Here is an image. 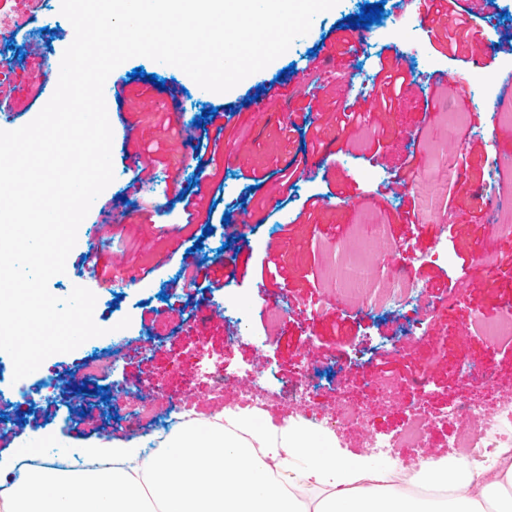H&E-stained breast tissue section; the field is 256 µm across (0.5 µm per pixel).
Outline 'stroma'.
I'll use <instances>...</instances> for the list:
<instances>
[{
	"label": "stroma",
	"mask_w": 512,
	"mask_h": 512,
	"mask_svg": "<svg viewBox=\"0 0 512 512\" xmlns=\"http://www.w3.org/2000/svg\"><path fill=\"white\" fill-rule=\"evenodd\" d=\"M365 0H338L315 16L309 32L283 55L224 93L201 88L181 69L136 56L107 78L104 98L113 131L114 179L95 199L77 231L64 273L48 288L59 298L82 286L96 296L93 319L104 333L98 345H114L108 374L80 380L89 345L56 353L38 376L14 379L0 370V482L20 463L22 448H111L154 436L147 420L130 423L139 402L152 401L160 416L208 419L226 407L248 406L247 392L268 396L266 419L275 426L300 411L321 418L320 443L338 456L415 465L427 458L453 456L454 436L465 423L446 420L448 404L469 398L492 412L497 391L512 387V344L490 342L477 319L502 316L507 293L500 271L485 270L481 251L512 246L511 236L490 238L492 224H512V202L497 194L512 189V98H503L495 80L512 65V0H495L481 24V37H469L455 52L444 45V31L431 0L402 10L385 0L380 23L350 26ZM0 18L15 28L0 39V85L15 92L18 124L30 123L52 97L57 83L46 80L43 64L28 56L32 44L45 45L59 66L74 35L60 13L59 0H0ZM345 71V80L314 79L313 94L298 90L318 63ZM400 68L407 80L392 108L371 100L368 91L379 67ZM142 69L133 77V69ZM158 83H150L149 75ZM40 86L41 95L28 91ZM244 94L258 97L255 112L227 113ZM354 104L359 122L341 124V111ZM225 111L213 119L222 128L212 175L201 176L194 147L204 136L197 127L203 110ZM463 112L451 127L448 114ZM153 148L155 180L138 198L126 186L135 157ZM442 156L465 182H452L434 195L424 173ZM294 176L283 182L280 171ZM497 181H490V173ZM263 185L251 191L253 177ZM201 179L199 213H206L216 184L224 194L217 207L228 223H187L173 185ZM321 205H311V198ZM124 210L113 225L120 246L101 247V264L120 270H147L131 283L100 284L81 269V254L94 244L93 226L102 211ZM397 245L394 253L367 256L377 279L370 296L350 294L326 276L338 249L359 251L377 226ZM448 245L447 262L434 261L437 242ZM196 248L203 272L191 301L178 298V275L187 248ZM402 274L418 287L403 309L381 306L390 277ZM217 280L222 290L211 291ZM239 300L245 318L215 316L225 296ZM280 307L277 317L264 309ZM127 328H120L121 320ZM444 346L446 359L431 348ZM389 362L378 366L380 355ZM474 371L463 382L451 361ZM492 365V379L481 371ZM223 368L235 381L220 392L208 387V374ZM378 388L363 398L367 376ZM106 387L108 400L96 395ZM363 405L361 423L331 425L337 388ZM80 405L75 419L72 405ZM417 411L435 424L423 447L399 448L390 457L371 454L369 436L392 437Z\"/></svg>",
	"instance_id": "obj_1"
}]
</instances>
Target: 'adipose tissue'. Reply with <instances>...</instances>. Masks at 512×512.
Wrapping results in <instances>:
<instances>
[{"instance_id":"obj_1","label":"adipose tissue","mask_w":512,"mask_h":512,"mask_svg":"<svg viewBox=\"0 0 512 512\" xmlns=\"http://www.w3.org/2000/svg\"><path fill=\"white\" fill-rule=\"evenodd\" d=\"M159 455L131 444L93 453L98 467H38L0 512H512V463L489 473L461 457L422 460L412 487L380 481L361 459L320 450L299 421L254 410L180 424ZM276 468H269V461Z\"/></svg>"}]
</instances>
